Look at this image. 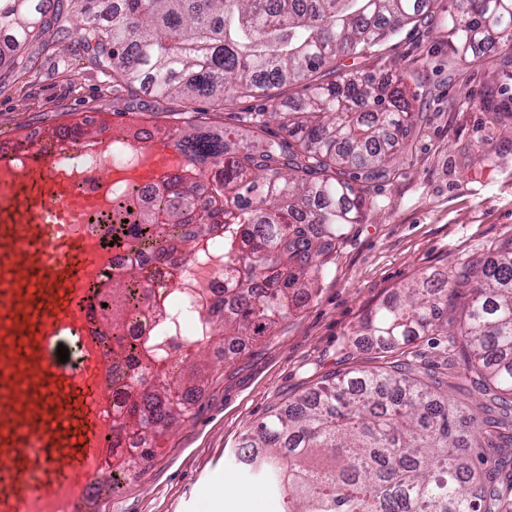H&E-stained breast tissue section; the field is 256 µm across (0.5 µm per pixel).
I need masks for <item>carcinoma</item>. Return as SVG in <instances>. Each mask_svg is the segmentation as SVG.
<instances>
[{"label":"carcinoma","mask_w":512,"mask_h":512,"mask_svg":"<svg viewBox=\"0 0 512 512\" xmlns=\"http://www.w3.org/2000/svg\"><path fill=\"white\" fill-rule=\"evenodd\" d=\"M421 0H0V41L18 71L21 55L48 29L76 18L90 62L113 88L144 90L185 104L189 129L167 131L181 174L165 178L138 222L113 240L175 268L207 256L216 234L233 289L206 302L205 334L188 351L230 359L238 344L267 336L312 297L348 230L373 204L364 184L388 175L411 131L399 74L343 70L355 58L427 15ZM452 49L463 65L480 59L488 35L512 49V0H459L448 11ZM304 85L286 106L278 90ZM260 98L252 134L207 125L226 93ZM284 135H267V119ZM209 182L205 197L198 181ZM112 320L110 352L139 382L127 386L112 432L136 441L111 469L112 487L137 477L171 428L196 414L211 365L178 373L148 338L123 336L132 317L156 314L146 266L112 279L100 296ZM363 335L395 347L449 336L470 357L482 401L458 407L446 374L416 365L327 377L242 437L246 470L282 496L283 512H512V466L483 448L512 446V240L489 256L417 274L370 309Z\"/></svg>","instance_id":"carcinoma-1"}]
</instances>
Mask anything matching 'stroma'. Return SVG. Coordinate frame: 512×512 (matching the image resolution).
I'll list each match as a JSON object with an SVG mask.
<instances>
[{
  "label": "stroma",
  "mask_w": 512,
  "mask_h": 512,
  "mask_svg": "<svg viewBox=\"0 0 512 512\" xmlns=\"http://www.w3.org/2000/svg\"><path fill=\"white\" fill-rule=\"evenodd\" d=\"M428 16L356 58L360 70L408 72L415 127L385 179L370 183L373 207L340 248L319 290L269 336L219 363L194 418L173 429L136 479L102 491L97 512H283L236 461L243 434L323 377L402 360L447 367L449 395L474 403L461 353L444 336L383 350L358 336L366 312L415 274L457 265L512 238V50L488 43L482 63L465 67L448 48V10ZM31 43L32 73L18 76L0 55V140L52 136L92 118V131L125 134L181 125L182 104L112 90L109 72L87 59L74 25ZM493 102L496 113L483 109ZM223 490L216 499L215 490Z\"/></svg>",
  "instance_id": "1"
}]
</instances>
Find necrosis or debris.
Segmentation results:
<instances>
[{
    "mask_svg": "<svg viewBox=\"0 0 512 512\" xmlns=\"http://www.w3.org/2000/svg\"><path fill=\"white\" fill-rule=\"evenodd\" d=\"M70 145L58 161L61 171L72 175L78 189L96 190L92 173L105 168L136 166L141 160L137 146L123 140H112L107 152H99L86 144L82 136L71 132L66 136ZM85 226L98 237L101 245L112 248L110 265L105 277H112L136 264H148L155 281V296L159 313L149 318H133L124 330L127 342L137 343L144 337L153 336L168 357H176L182 344L189 338L201 335L205 327L203 306L212 293L223 291L224 242L214 239L210 244L212 258L204 264H192L181 273L157 262H147L144 254L119 245H112V214L102 211L88 215Z\"/></svg>",
    "mask_w": 512,
    "mask_h": 512,
    "instance_id": "4bbe7bcc",
    "label": "necrosis or debris"
}]
</instances>
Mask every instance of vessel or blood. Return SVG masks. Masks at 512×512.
<instances>
[{"mask_svg": "<svg viewBox=\"0 0 512 512\" xmlns=\"http://www.w3.org/2000/svg\"><path fill=\"white\" fill-rule=\"evenodd\" d=\"M33 147L29 164L46 177L48 204L29 209L12 190L23 176L15 152L0 150V512H30L38 503L44 512H77L84 486L106 476L109 354H86L72 368L55 359L52 343L89 335L81 283L107 254L73 233L99 195L78 193L57 174L56 144ZM144 158L156 174L178 155L157 139Z\"/></svg>", "mask_w": 512, "mask_h": 512, "instance_id": "1", "label": "vessel or blood"}]
</instances>
